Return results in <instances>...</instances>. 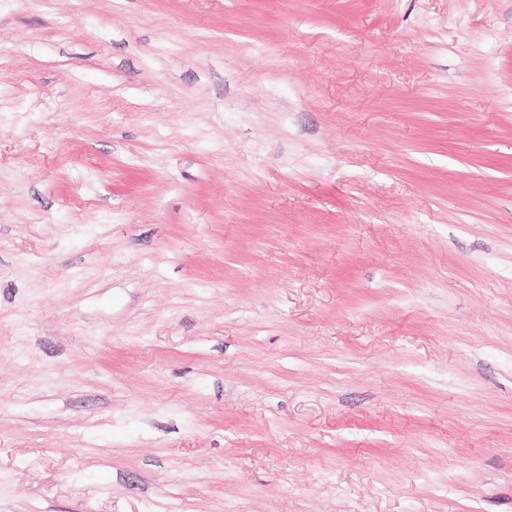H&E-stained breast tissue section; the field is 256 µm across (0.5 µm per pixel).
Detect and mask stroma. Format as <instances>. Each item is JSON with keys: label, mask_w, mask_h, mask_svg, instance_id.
<instances>
[{"label": "stroma", "mask_w": 512, "mask_h": 512, "mask_svg": "<svg viewBox=\"0 0 512 512\" xmlns=\"http://www.w3.org/2000/svg\"><path fill=\"white\" fill-rule=\"evenodd\" d=\"M0 512H512V0H0Z\"/></svg>", "instance_id": "35a3bbf8"}]
</instances>
